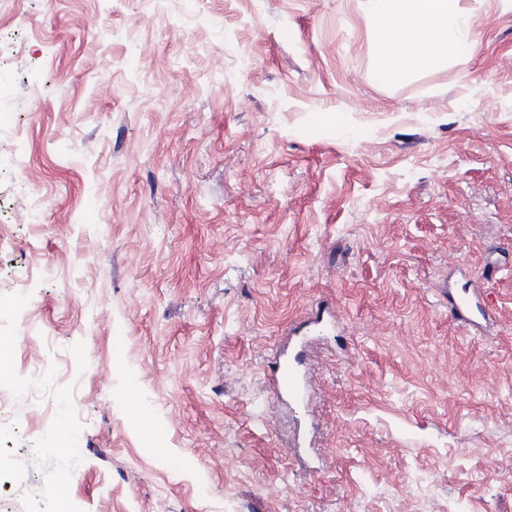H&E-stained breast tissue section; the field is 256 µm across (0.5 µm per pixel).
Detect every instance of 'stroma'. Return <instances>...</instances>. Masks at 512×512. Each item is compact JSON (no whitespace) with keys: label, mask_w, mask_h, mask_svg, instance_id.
I'll return each instance as SVG.
<instances>
[{"label":"stroma","mask_w":512,"mask_h":512,"mask_svg":"<svg viewBox=\"0 0 512 512\" xmlns=\"http://www.w3.org/2000/svg\"><path fill=\"white\" fill-rule=\"evenodd\" d=\"M462 3L388 82L365 0H0V512H512V0ZM273 391L277 396H287L294 408L303 409L309 397L310 381L305 368L296 358L282 354L272 374Z\"/></svg>","instance_id":"35a3bbf8"}]
</instances>
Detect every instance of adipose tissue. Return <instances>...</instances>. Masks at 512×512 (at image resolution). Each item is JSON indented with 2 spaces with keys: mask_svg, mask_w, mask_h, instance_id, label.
<instances>
[{
  "mask_svg": "<svg viewBox=\"0 0 512 512\" xmlns=\"http://www.w3.org/2000/svg\"><path fill=\"white\" fill-rule=\"evenodd\" d=\"M371 15L389 18L388 35L376 55L388 78L407 67L444 69L469 42V19L461 0H368Z\"/></svg>",
  "mask_w": 512,
  "mask_h": 512,
  "instance_id": "ef3b65f1",
  "label": "adipose tissue"
}]
</instances>
